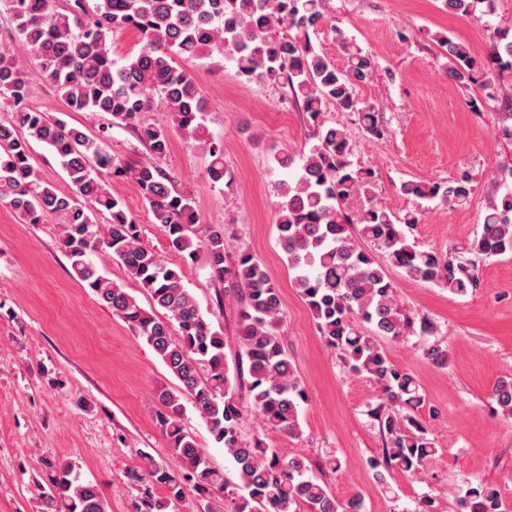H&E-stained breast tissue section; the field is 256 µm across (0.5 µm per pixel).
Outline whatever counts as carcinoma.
<instances>
[{
	"mask_svg": "<svg viewBox=\"0 0 512 512\" xmlns=\"http://www.w3.org/2000/svg\"><path fill=\"white\" fill-rule=\"evenodd\" d=\"M496 0H443L449 12L465 17L494 12ZM26 57L54 87L69 112H103L112 124L133 129L149 146L151 160L129 166L108 145L60 118L24 106L28 87L23 64L0 48V97L12 104L15 119L0 122V201L27 224L46 214L62 218L59 248L71 262L73 276L127 323L161 358L178 381L177 389L157 390L159 426L177 470L144 456L147 482L136 512H167L186 494L215 503L208 512H364L355 495L339 503L326 485L309 475L306 458L281 457L263 438L242 434L244 408L236 401L224 364V335L213 329L182 283L181 269L168 266L141 242L139 225L112 195L107 178H130L149 207L152 223L184 261L207 254L215 278H229L242 306L238 343L248 364L251 413L266 431L295 436L301 432L299 410L307 401L284 338L278 286L246 249L233 266L225 265L224 233L198 224L191 198L174 189L159 162L168 151L174 129L197 143L210 157L212 183L224 181V147L205 125L208 106L195 78L175 66V58L203 60L220 55L232 61L249 82L287 79L293 99L316 129V143L299 157L279 153L285 170L274 186L279 242L293 270L292 283L308 305L326 345L356 376L375 382L381 391L373 411L384 437L382 454L369 460L379 483L397 469L415 477L437 454L430 433L415 417L403 413L423 403L419 385L395 365L378 338L399 340L413 332L397 289L385 268L368 252L373 243L392 266L417 281L465 295L478 273L447 253L420 250L405 228L420 222L421 211L400 216L379 200L373 173L352 167V149L344 128L318 124L324 107L358 115L366 131L382 137L374 108L360 96L370 82L374 60L338 40L347 55L338 67L317 51L310 34L325 22L323 0H0ZM288 30L276 35L277 28ZM131 29L141 48L115 60L107 51L114 34ZM447 57L448 77L461 86L472 80L477 65L470 47L448 36L437 39ZM489 71L512 72V32L498 30L493 51L483 62ZM161 109L165 118L148 123L142 114ZM48 146L70 182L64 193L40 179L31 142ZM406 196L460 207L468 203L465 174L445 183L408 180ZM358 197L356 218L344 211ZM486 258L512 253V194L487 207L483 231L473 243ZM99 249L112 253L149 295L140 305L92 261ZM423 356L437 367L448 363V350L433 343ZM193 399L214 441L237 465L238 487H229L198 448L183 424L184 396ZM496 411L512 420V378L498 381L490 393ZM38 512H109L99 486L83 478L72 459L44 462ZM159 487L164 496H154ZM463 512H500L499 490L470 485L458 497Z\"/></svg>",
	"mask_w": 512,
	"mask_h": 512,
	"instance_id": "carcinoma-1",
	"label": "carcinoma"
}]
</instances>
